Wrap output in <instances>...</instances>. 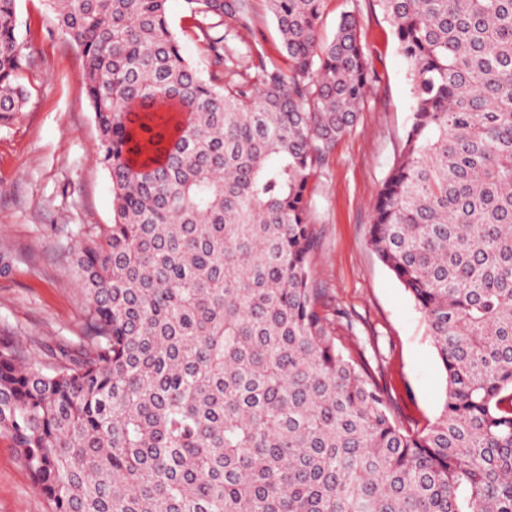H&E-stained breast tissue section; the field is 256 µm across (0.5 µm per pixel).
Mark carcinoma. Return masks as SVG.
I'll return each instance as SVG.
<instances>
[{
	"label": "carcinoma",
	"instance_id": "carcinoma-1",
	"mask_svg": "<svg viewBox=\"0 0 512 512\" xmlns=\"http://www.w3.org/2000/svg\"><path fill=\"white\" fill-rule=\"evenodd\" d=\"M80 50L112 183L78 229L84 331L44 366L0 332V434L51 512H512V0H374L410 125L368 225L445 373L404 429L336 347L310 266L311 179L377 75L354 13L267 0L283 58L240 57L252 0H45ZM231 19L233 32L219 31ZM0 0V119L27 50ZM184 16L183 0H169V19L172 27L181 37L184 53L191 58L202 73L207 76L211 67L202 43L196 39L195 35L191 33L190 30L184 33L181 31V28L189 25V22Z\"/></svg>",
	"mask_w": 512,
	"mask_h": 512
}]
</instances>
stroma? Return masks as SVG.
Returning a JSON list of instances; mask_svg holds the SVG:
<instances>
[{
    "label": "stroma",
    "mask_w": 512,
    "mask_h": 512,
    "mask_svg": "<svg viewBox=\"0 0 512 512\" xmlns=\"http://www.w3.org/2000/svg\"><path fill=\"white\" fill-rule=\"evenodd\" d=\"M16 11L30 47L24 82L31 94L21 112L0 122V329L42 360L82 332L84 304L66 247L81 225L111 223L112 184L79 82L77 47L44 0H17ZM348 11L377 79L312 181L309 214L320 237L312 270L337 346L362 357L394 421L416 429L438 417L445 374L410 295L367 242L376 194L410 120L408 63L372 0H324L323 38H332ZM0 512H50L13 442L1 435Z\"/></svg>",
    "instance_id": "35a3bbf8"
}]
</instances>
